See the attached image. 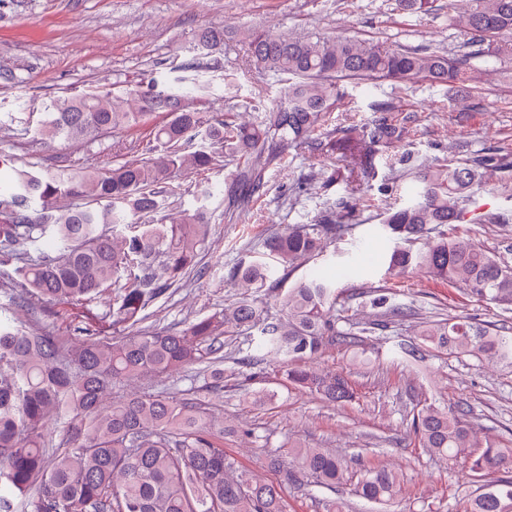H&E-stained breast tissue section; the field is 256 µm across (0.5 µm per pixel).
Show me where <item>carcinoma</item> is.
I'll return each instance as SVG.
<instances>
[{
  "instance_id": "obj_1",
  "label": "carcinoma",
  "mask_w": 512,
  "mask_h": 512,
  "mask_svg": "<svg viewBox=\"0 0 512 512\" xmlns=\"http://www.w3.org/2000/svg\"><path fill=\"white\" fill-rule=\"evenodd\" d=\"M400 7L416 16L442 10L439 0H400ZM511 33L512 0H465L458 36L474 51L462 57L249 28L242 40L251 61L286 85L283 100L254 122L239 120L237 112L204 110L213 80L185 65L179 66L184 75L171 81L152 77L112 94H76L45 104L37 129L43 138L87 141L145 126L163 156H138L105 172L18 168L0 156V180L8 182L0 192V278H9L13 291L0 316V512H286L280 490L246 478L224 450L210 400L122 389L193 366L222 388L225 339L254 328L259 337L236 346L237 363L253 360L255 342L287 367L291 386L334 403L350 401L348 379L314 371L312 360L332 346H358L412 311L386 309V296L374 290L370 304L379 319L363 325L336 313V280L302 278L282 299L283 318L247 296L179 331L143 327V312L168 288L192 272L202 275L209 188L201 189L193 210L173 207L158 224L148 217L163 209L175 172L203 174L220 158L236 162L224 178L227 198L249 201L262 187L259 166L275 158L264 155L270 144L306 150L325 193L338 176L324 160L338 150L348 163L343 182L370 176L379 148L399 140L402 129L382 117L358 136L342 128L315 136L347 97L341 81L461 84L470 60L499 57L497 39ZM226 38L223 29L204 28L193 38L194 50L220 54ZM506 165V156L438 158L417 169L413 196L381 217L393 242L388 273L427 269L463 284L479 301L512 310V266L448 233L485 188L479 168ZM347 208L342 197L326 198L314 223L271 233L262 256L236 265L232 277L247 293L275 286L281 270L323 253L344 234L336 210ZM108 291L112 325L129 329L124 336L109 338L89 325L57 336L17 324L16 312L23 308L86 305ZM401 350L414 361L432 351L512 367V328L468 316L436 317L422 322L415 340ZM56 425L65 431L64 448L49 447ZM411 428L420 447L448 461V474L460 467L479 484L463 512H512V448L474 444L470 417L460 408L425 405L412 414ZM286 456L296 467L278 454L270 457L271 468L286 478L305 474L334 489L351 473L352 461L326 448L290 442ZM399 491V476L384 467L364 470L355 487L357 496L378 505L393 503Z\"/></svg>"
}]
</instances>
